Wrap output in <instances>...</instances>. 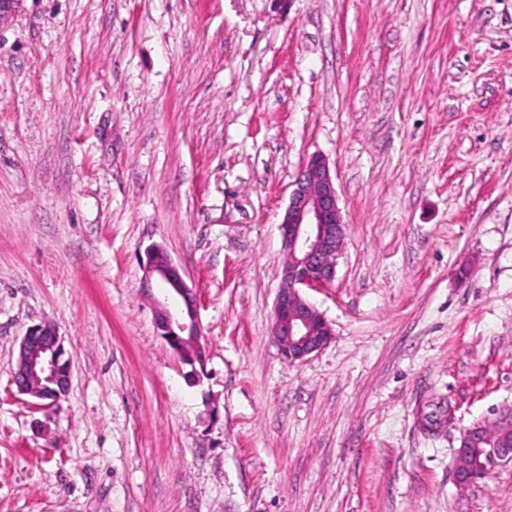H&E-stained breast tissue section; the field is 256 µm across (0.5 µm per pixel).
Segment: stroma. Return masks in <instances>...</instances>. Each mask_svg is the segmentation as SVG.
Segmentation results:
<instances>
[{
  "label": "stroma",
  "mask_w": 512,
  "mask_h": 512,
  "mask_svg": "<svg viewBox=\"0 0 512 512\" xmlns=\"http://www.w3.org/2000/svg\"><path fill=\"white\" fill-rule=\"evenodd\" d=\"M347 225L271 335L293 182ZM158 245L196 295L190 386L154 324ZM54 325L71 386L19 394ZM451 407L449 423L421 416ZM512 410V0H23L0 26V512H512L456 477ZM280 232L288 256L274 307L271 333L289 362L303 361L332 339L330 324L302 296L335 279L336 259L346 237L330 167L312 155L295 180ZM490 439L491 428L480 424L468 428L461 436L457 453V467L460 460L468 454L471 448H479L480 444L487 443Z\"/></svg>",
  "instance_id": "obj_1"
}]
</instances>
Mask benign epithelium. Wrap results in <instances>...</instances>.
Instances as JSON below:
<instances>
[{
	"label": "benign epithelium",
	"instance_id": "7a95c632",
	"mask_svg": "<svg viewBox=\"0 0 512 512\" xmlns=\"http://www.w3.org/2000/svg\"><path fill=\"white\" fill-rule=\"evenodd\" d=\"M280 232L288 263L274 307L271 333L285 359L303 361L322 350L333 333L328 321L302 296V291L324 288L333 282L336 259L346 237L333 177L323 156H311L299 172L280 222ZM145 256L147 277L163 282L168 286V296L180 301L176 308L158 307L155 325L160 335L177 352L182 351L186 341L202 349L197 300L182 270L157 245L149 247ZM61 347V338L50 325L34 326L26 333L14 370L19 393L38 398L40 382L49 380L59 385L56 400L67 395L71 369L61 367ZM490 439L491 428L487 426L477 424L467 429L461 436L457 459ZM488 457L497 463L512 462V439H501L492 445Z\"/></svg>",
	"mask_w": 512,
	"mask_h": 512
}]
</instances>
